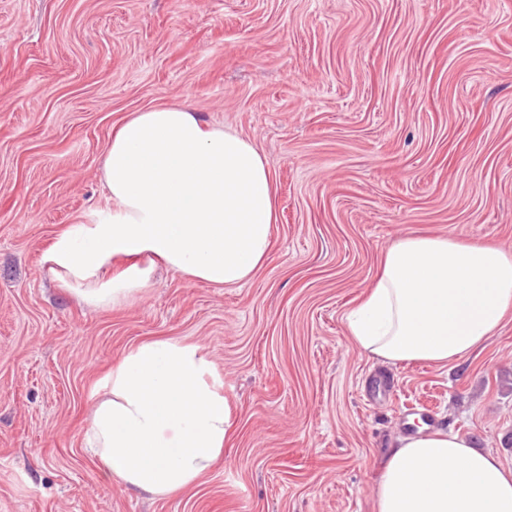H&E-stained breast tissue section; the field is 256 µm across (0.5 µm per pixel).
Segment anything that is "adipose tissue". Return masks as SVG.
Wrapping results in <instances>:
<instances>
[{
  "mask_svg": "<svg viewBox=\"0 0 512 512\" xmlns=\"http://www.w3.org/2000/svg\"><path fill=\"white\" fill-rule=\"evenodd\" d=\"M112 201L98 223L58 236L45 255L54 279L106 307L151 281L139 257L189 283L219 288L265 261L278 221L276 183L248 137L205 125L186 104L128 116L104 155ZM133 258L117 276L112 260ZM512 313V253L454 237L407 236L347 316L366 353L390 363L446 365L493 336ZM224 382L202 349L173 339L130 348L91 397L86 448L104 476L153 497L174 495L221 457L230 427ZM377 512H512V469L458 432L418 430L389 449Z\"/></svg>",
  "mask_w": 512,
  "mask_h": 512,
  "instance_id": "obj_1",
  "label": "adipose tissue"
}]
</instances>
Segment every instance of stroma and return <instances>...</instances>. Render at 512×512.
I'll return each mask as SVG.
<instances>
[{
	"instance_id": "35a3bbf8",
	"label": "stroma",
	"mask_w": 512,
	"mask_h": 512,
	"mask_svg": "<svg viewBox=\"0 0 512 512\" xmlns=\"http://www.w3.org/2000/svg\"><path fill=\"white\" fill-rule=\"evenodd\" d=\"M186 102L242 133L279 222L244 284L92 307L43 255L112 209L101 163L131 113ZM512 252V0H0V512H375L409 408L512 468V317L447 366L388 364L345 315L408 235ZM201 347L224 453L180 493L105 479L90 396L131 347Z\"/></svg>"
}]
</instances>
